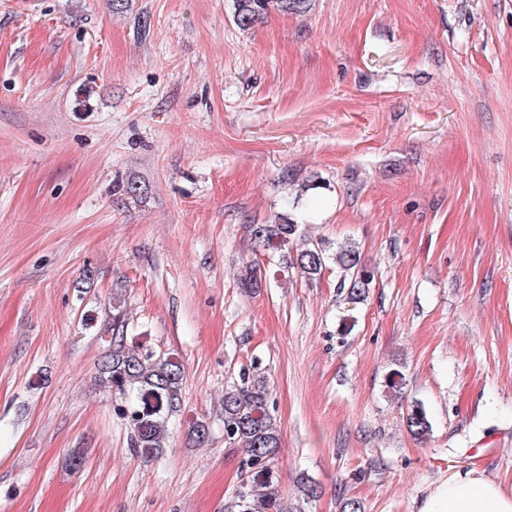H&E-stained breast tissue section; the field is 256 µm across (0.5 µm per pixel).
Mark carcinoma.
Segmentation results:
<instances>
[{
    "instance_id": "carcinoma-1",
    "label": "carcinoma",
    "mask_w": 512,
    "mask_h": 512,
    "mask_svg": "<svg viewBox=\"0 0 512 512\" xmlns=\"http://www.w3.org/2000/svg\"><path fill=\"white\" fill-rule=\"evenodd\" d=\"M308 0H234V18L245 30L271 10L300 13ZM256 248L278 251L297 234L298 224L291 220L275 224L249 225ZM336 264L345 271L340 289L350 299L360 298L372 281L371 274L357 269L360 256L353 249L336 252ZM294 265L311 277L326 266V253L320 247L305 246L296 252ZM111 336L108 349L97 363L98 386L124 399L120 415L131 429L133 451L144 458L162 450L169 419L182 406L184 370L181 361L164 352L141 351L127 345L128 322L121 305L112 306ZM271 386L267 377L242 374V379L224 391V442L241 448L242 485L235 495L236 512H284L279 479L274 466L280 448V428L269 410ZM410 431L422 438L429 434L430 421L418 402L407 414Z\"/></svg>"
}]
</instances>
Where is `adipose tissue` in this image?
I'll list each match as a JSON object with an SVG mask.
<instances>
[{
	"label": "adipose tissue",
	"mask_w": 512,
	"mask_h": 512,
	"mask_svg": "<svg viewBox=\"0 0 512 512\" xmlns=\"http://www.w3.org/2000/svg\"><path fill=\"white\" fill-rule=\"evenodd\" d=\"M420 512H512V486L471 471L457 474L428 494Z\"/></svg>",
	"instance_id": "adipose-tissue-1"
}]
</instances>
